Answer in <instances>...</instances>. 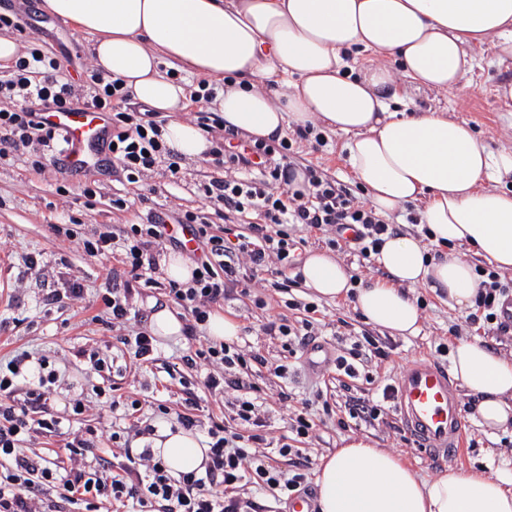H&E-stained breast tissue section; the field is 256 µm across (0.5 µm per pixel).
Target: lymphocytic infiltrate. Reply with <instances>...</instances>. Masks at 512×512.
<instances>
[{
	"mask_svg": "<svg viewBox=\"0 0 512 512\" xmlns=\"http://www.w3.org/2000/svg\"><path fill=\"white\" fill-rule=\"evenodd\" d=\"M35 70L41 73L36 81L30 78ZM3 89L16 91L17 98L0 105V160L38 145L44 155L34 161L36 170L51 167L66 172L68 166L62 159L66 142L43 119L47 112L73 110L79 100L59 61L29 52L17 59L11 79L0 80ZM120 92V83L115 80L109 90H96L83 102L111 113L112 159L120 165L127 182L135 184L168 159L171 150L161 138V124L153 112L131 114L115 104ZM238 137V131L228 128L213 140L209 153L224 175L204 183L202 191L206 199L223 205L225 223H241L251 214L257 220L250 223L247 232L228 237L214 234L204 214L190 210L179 214L177 223L188 225L203 246L190 283L172 280L163 287L156 277L160 248L169 237L163 212H149L143 224L105 226L83 243L90 254L118 257L124 274L133 282L147 288L163 287L165 297L190 315L187 334L192 340L214 306L248 277L275 271L277 278L270 286L278 293L299 285V277L292 274L298 229L328 233L330 245L348 246L366 261L377 253L384 235L394 232L372 208L355 201L334 178L314 167L303 169L304 189H293L294 169L288 160L292 144L288 139H256L239 151L234 145ZM511 297L512 289L499 281L483 283L469 324L483 322L503 332L512 329V322L502 316L504 303ZM131 299L128 287L109 288L102 296L112 314L113 327L121 332V344L129 356L146 362L154 338L141 322L133 321ZM391 348V343L360 330L347 354L336 356V373L357 378L360 365L371 358L387 359ZM181 362L191 368H205V386L212 394L235 391L232 408L249 432L244 435L212 423L207 431L204 473L193 471L177 478L168 474L149 447L124 448L123 459L113 471L104 464L89 462L93 441L82 434L74 435L66 444L69 468L27 455L23 448L27 436L52 435L60 429L50 398L59 374L47 358L34 361L25 351L0 363V512H40L34 493L50 485L60 490L59 512H97L105 503L122 512H152L156 507L161 512H255L253 500L245 496L246 487L270 492L280 501L311 493V466L301 460L299 449L292 443L277 450L287 461L283 468L272 465L268 453L259 449L264 441L265 399L249 376L253 366H265V358L235 343L210 341L186 352ZM19 391L24 394L20 400L15 397Z\"/></svg>",
	"mask_w": 512,
	"mask_h": 512,
	"instance_id": "lymphocytic-infiltrate-1",
	"label": "lymphocytic infiltrate"
}]
</instances>
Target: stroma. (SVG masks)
I'll return each instance as SVG.
<instances>
[{"label": "stroma", "instance_id": "obj_1", "mask_svg": "<svg viewBox=\"0 0 512 512\" xmlns=\"http://www.w3.org/2000/svg\"><path fill=\"white\" fill-rule=\"evenodd\" d=\"M0 13L20 14L27 22L23 33L15 35L18 47L40 49L52 53L60 61L75 85H83L84 68L94 65L90 54V38L73 25L56 18L46 8V0H0ZM512 82V62L501 65L493 61L492 45H485L479 65L468 75L463 86L454 91L417 93L412 95L407 109L416 112L429 107L447 109L458 120L471 125L487 150L495 152L512 148V113L496 95L499 85ZM327 144L313 149L310 142H301L292 161L297 168L315 164L346 187L356 201H364L361 187L352 178L348 155L343 148L346 135L326 132ZM178 178H171L166 166L158 169L143 182L128 183L120 168L109 171H91L59 180L53 172L38 174L26 158L20 157L8 165H0V279L8 281L9 299H0V320L6 322L0 330V358L16 350H25L33 357L47 356L65 373V379L52 396L54 413L70 431L84 430L98 424L101 402L95 388L96 374L90 373L85 360L77 359L78 350L99 353L112 360L120 374L115 379L124 402L138 401L140 415L149 423L162 428L172 425V418L158 413L159 401L179 407L182 391L179 380L167 371L177 357L189 346L187 338L157 340L151 362L132 363L124 346L110 325V314L100 300L109 286L107 273L114 260L90 256L83 248L103 224H138L149 208L161 205L173 214L200 211L210 223L223 224L224 217L216 205L204 200L200 185L214 177L223 176L211 156L197 160L177 157ZM90 185L93 197L83 195L82 185ZM123 198L127 207L113 208L112 201ZM76 227L77 235L65 246H58V230ZM36 255L42 269L41 276L27 274L21 260L25 254ZM75 279L84 288L82 302L68 307H49L42 301L43 285L59 286ZM264 286L253 280L249 293H234L221 304L225 315L234 318L240 332L237 342L263 354L268 364L256 370L252 380L269 395L268 420L265 436L271 447H279L289 434V418L282 410L276 395L288 391L294 404L311 399L314 389L323 392V403L312 407L316 426L300 447L311 462L341 447L343 439L367 438L375 447L398 455L414 472L425 480L454 468L480 473L488 477L512 469V428L494 435L485 433L474 415H466L468 444L459 459L428 460L416 448L406 445L392 428L383 424L361 423L342 426L345 393L336 379L332 357L347 352L350 341H337L335 332L339 320L361 326L364 319L351 299L329 301L317 299L308 288L292 289L290 296L299 302H316L317 328L312 345L320 346L317 366H310L308 350L296 356L286 355L279 339L267 336L263 325L265 310L256 307L254 300ZM410 297L421 303V329L418 335L403 338L391 336L389 331L372 327L373 335L392 340L394 348L388 359L366 363L359 379L351 383L354 394L363 397L377 395L380 388L391 382L412 361L431 356L435 345L444 342L455 345L458 340H479L492 346L507 358H512V331L483 333L468 327L464 313L452 310L448 299L428 287L411 289ZM286 364L285 377H277L273 366ZM182 377L192 382L202 400L198 414L196 435H203L212 420L231 423V394H209L202 379L194 370L182 368ZM82 401V414H74V401Z\"/></svg>", "mask_w": 512, "mask_h": 512}]
</instances>
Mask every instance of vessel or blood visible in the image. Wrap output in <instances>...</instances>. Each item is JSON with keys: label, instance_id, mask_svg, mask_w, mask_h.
<instances>
[{"label": "vessel or blood", "instance_id": "1", "mask_svg": "<svg viewBox=\"0 0 512 512\" xmlns=\"http://www.w3.org/2000/svg\"><path fill=\"white\" fill-rule=\"evenodd\" d=\"M71 144L68 164L80 171L99 165V147L111 128L109 114L93 108L47 113ZM393 402L408 436L424 454L460 455L466 447L465 420L454 380L446 366L415 360L393 383Z\"/></svg>", "mask_w": 512, "mask_h": 512}]
</instances>
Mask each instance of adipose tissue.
<instances>
[{"mask_svg":"<svg viewBox=\"0 0 512 512\" xmlns=\"http://www.w3.org/2000/svg\"><path fill=\"white\" fill-rule=\"evenodd\" d=\"M54 16L92 37L97 67L131 97L169 115L167 146L189 159L210 148L180 119L187 75L223 82L213 105L224 123L272 140L289 126L320 122L347 135L353 178L382 217L418 207L424 239L386 237L376 263L389 274L353 288L343 265L311 252L300 269L318 297L354 295L367 322L418 335L420 312L408 290L441 291L450 308H471L484 279L468 251L512 272V149L488 151L471 126L447 110L392 111L407 92L450 91L492 44L512 60V0H46ZM360 59L359 67L347 64ZM181 65V76L167 69ZM402 71L408 90L394 78ZM266 85L292 89L285 104ZM446 246L430 256L428 245ZM452 371L478 396L479 425L512 426V359L479 341L454 347ZM155 457L171 476L201 470L205 452L191 431L160 429ZM319 512H512V470L490 478L450 469L418 478L399 456L365 438L344 440L318 467Z\"/></svg>","mask_w":512,"mask_h":512,"instance_id":"obj_1","label":"adipose tissue"}]
</instances>
